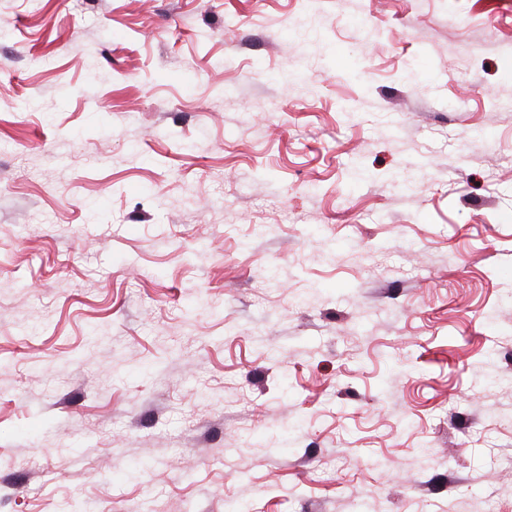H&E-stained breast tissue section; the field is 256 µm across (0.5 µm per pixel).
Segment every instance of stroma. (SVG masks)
I'll return each instance as SVG.
<instances>
[{
    "instance_id": "1",
    "label": "stroma",
    "mask_w": 512,
    "mask_h": 512,
    "mask_svg": "<svg viewBox=\"0 0 512 512\" xmlns=\"http://www.w3.org/2000/svg\"><path fill=\"white\" fill-rule=\"evenodd\" d=\"M512 512V0H0V512Z\"/></svg>"
}]
</instances>
